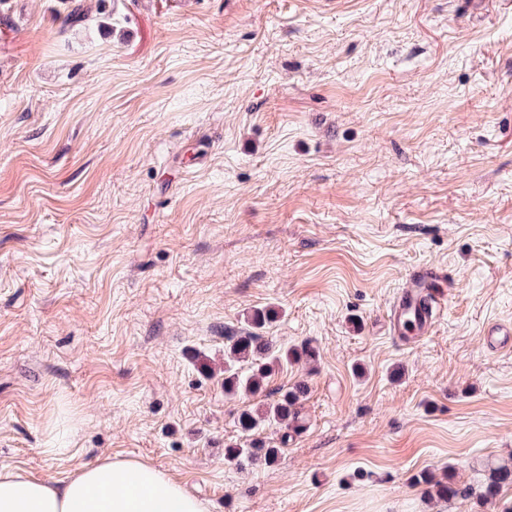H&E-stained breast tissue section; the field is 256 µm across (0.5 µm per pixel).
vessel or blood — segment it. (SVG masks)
I'll use <instances>...</instances> for the list:
<instances>
[{"instance_id": "1", "label": "vessel or blood", "mask_w": 512, "mask_h": 512, "mask_svg": "<svg viewBox=\"0 0 512 512\" xmlns=\"http://www.w3.org/2000/svg\"><path fill=\"white\" fill-rule=\"evenodd\" d=\"M411 286L395 299L388 313L391 336L415 343L440 315L442 296L438 290L441 279L431 268H418L409 275Z\"/></svg>"}]
</instances>
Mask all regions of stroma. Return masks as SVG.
Listing matches in <instances>:
<instances>
[{
    "mask_svg": "<svg viewBox=\"0 0 512 512\" xmlns=\"http://www.w3.org/2000/svg\"><path fill=\"white\" fill-rule=\"evenodd\" d=\"M0 0V468L103 454L209 512H502L424 499L512 460V0ZM445 283L411 346L385 315ZM316 352L305 425L224 460L252 310ZM410 288L395 299L388 313L390 336L416 343L432 326L442 309V295L436 288L441 279L432 268H418L409 274Z\"/></svg>",
    "mask_w": 512,
    "mask_h": 512,
    "instance_id": "35a3bbf8",
    "label": "stroma"
}]
</instances>
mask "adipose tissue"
Instances as JSON below:
<instances>
[{"instance_id": "obj_1", "label": "adipose tissue", "mask_w": 512, "mask_h": 512, "mask_svg": "<svg viewBox=\"0 0 512 512\" xmlns=\"http://www.w3.org/2000/svg\"><path fill=\"white\" fill-rule=\"evenodd\" d=\"M0 512H207L164 471L131 458L102 455L56 481L0 470Z\"/></svg>"}]
</instances>
